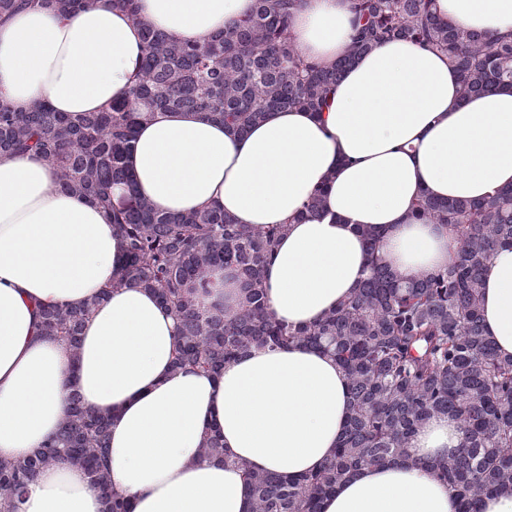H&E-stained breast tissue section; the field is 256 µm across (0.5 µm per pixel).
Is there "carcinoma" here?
<instances>
[{"label":"carcinoma","mask_w":512,"mask_h":512,"mask_svg":"<svg viewBox=\"0 0 512 512\" xmlns=\"http://www.w3.org/2000/svg\"><path fill=\"white\" fill-rule=\"evenodd\" d=\"M86 2L41 0L66 13ZM299 2L255 0L248 16L202 44L144 28L128 98L75 118L42 101L20 112L0 104V154H41L61 190L109 211L124 252L119 283L153 291L179 320L176 365L218 374L253 347L303 343L330 352L344 369L350 413L336 457L289 481L240 463L252 488L250 512H319L320 501L352 472L405 459L417 430L438 415L458 422L463 446L425 467L455 492L459 512H479L484 496L512 492V357L498 354L481 311L486 262L497 245L512 243V190L480 201L420 197L417 216L448 225L459 243L448 267L407 280L373 258L351 299L298 327L269 314L261 284L282 226L237 224L217 208L167 213L134 194L112 204L114 186H132L124 159L143 117L205 112L242 135L273 109L318 112L350 62L383 40L406 39L448 54L467 96L512 87V38L444 20L433 12V0H353L357 26L346 53L330 67L307 61L289 29ZM218 267L238 270L249 284L245 301L224 318L200 301ZM111 290L104 287L84 309L42 310L41 333L78 349L84 320ZM109 426L72 393L66 420L41 447L0 458V512H14L37 474L62 454L94 478L108 512H130L106 470ZM202 452L224 456L220 436H207Z\"/></svg>","instance_id":"obj_1"}]
</instances>
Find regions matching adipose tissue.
<instances>
[{"label": "adipose tissue", "instance_id": "ef3b65f1", "mask_svg": "<svg viewBox=\"0 0 512 512\" xmlns=\"http://www.w3.org/2000/svg\"><path fill=\"white\" fill-rule=\"evenodd\" d=\"M352 0H301L290 20L299 53L331 65L352 41ZM253 0H137L136 14L88 0L65 14L33 4L0 18V102L42 101L79 116L122 98L151 26L203 43L249 14ZM444 19L512 33V0H435ZM137 192L164 212L220 208L237 223L286 225L262 272L278 321L311 324L351 297L368 259L423 280L455 258L447 225L418 220L423 195L480 200L512 186V88L463 96L446 55L390 40L350 65L322 112L275 110L244 135L203 112H158L126 159ZM324 188L321 215L298 214ZM380 233L368 254L363 230ZM122 245L105 211L63 192L39 155H0V457L40 447L71 394L110 420L107 471L133 512H250L245 473L291 479L336 454L348 380L327 353L292 344L251 348L214 375L176 366L178 324L149 290L119 284ZM108 296H101L102 288ZM90 307L78 350L38 330L40 307ZM485 329L512 355V244L483 272ZM224 455L201 452L208 431ZM463 434L438 416L406 461L361 469L322 512H457L426 467ZM18 512H106L91 475L60 456Z\"/></svg>", "mask_w": 512, "mask_h": 512}]
</instances>
